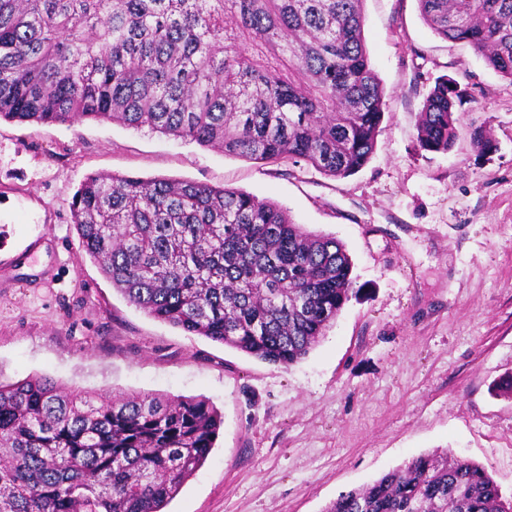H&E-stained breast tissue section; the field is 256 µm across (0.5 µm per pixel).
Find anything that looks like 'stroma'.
Returning a JSON list of instances; mask_svg holds the SVG:
<instances>
[{
    "label": "stroma",
    "instance_id": "35a3bbf8",
    "mask_svg": "<svg viewBox=\"0 0 512 512\" xmlns=\"http://www.w3.org/2000/svg\"><path fill=\"white\" fill-rule=\"evenodd\" d=\"M384 87L369 162L335 179L93 121L0 120V380L93 395L200 396L223 422L166 512H324L424 453L482 465L512 496V82L435 35L417 0H363ZM466 91L445 154L416 124L439 77ZM490 132L495 151L472 143ZM205 182L341 241L355 296L308 356L277 366L131 305L82 250L70 202L91 174Z\"/></svg>",
    "mask_w": 512,
    "mask_h": 512
}]
</instances>
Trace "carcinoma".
Wrapping results in <instances>:
<instances>
[{
	"label": "carcinoma",
	"instance_id": "1",
	"mask_svg": "<svg viewBox=\"0 0 512 512\" xmlns=\"http://www.w3.org/2000/svg\"><path fill=\"white\" fill-rule=\"evenodd\" d=\"M363 0H0V119L148 127L226 155L332 178L371 159L386 109ZM437 36L512 82V0H417ZM462 101L442 78L417 122L446 153ZM70 210L131 304L275 365L305 358L354 293L336 238L251 193L95 174ZM222 423L202 397L99 402L29 376L0 382V512H163ZM325 512H512L480 464L420 455Z\"/></svg>",
	"mask_w": 512,
	"mask_h": 512
}]
</instances>
